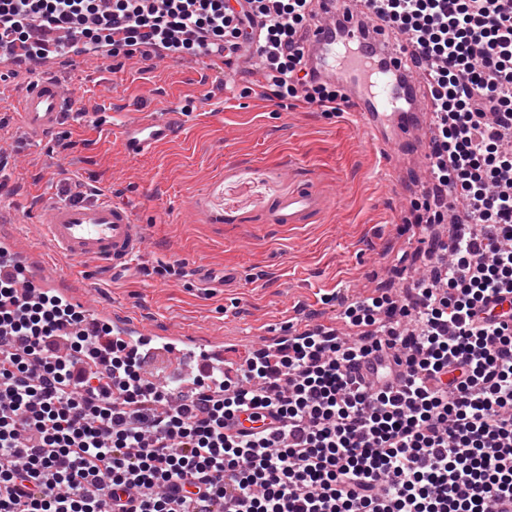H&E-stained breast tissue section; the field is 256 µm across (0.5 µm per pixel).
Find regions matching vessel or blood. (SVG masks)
Instances as JSON below:
<instances>
[{
  "label": "vessel or blood",
  "instance_id": "obj_1",
  "mask_svg": "<svg viewBox=\"0 0 512 512\" xmlns=\"http://www.w3.org/2000/svg\"><path fill=\"white\" fill-rule=\"evenodd\" d=\"M316 13L303 33L307 70L315 81L336 86L362 131L389 154L401 145L427 152L434 129L435 106L422 70L411 58L412 47L386 21L376 18L367 0H314ZM27 131L42 137L54 131L78 106L56 75L37 71L18 101ZM122 150L137 156L168 142L178 123L168 112L114 115L112 123ZM320 197L312 184L298 187L274 209L281 227L293 228L319 212ZM46 239L58 254L80 261L94 260L112 271L127 268L143 254L145 228L123 203L53 201L45 207ZM112 329L127 340L168 346L173 353L197 362L207 373L213 357L239 363L245 349L235 343L215 348L213 340L188 336L168 328L142 326L133 314L113 309Z\"/></svg>",
  "mask_w": 512,
  "mask_h": 512
}]
</instances>
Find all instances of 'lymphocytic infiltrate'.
Returning <instances> with one entry per match:
<instances>
[{
	"mask_svg": "<svg viewBox=\"0 0 512 512\" xmlns=\"http://www.w3.org/2000/svg\"><path fill=\"white\" fill-rule=\"evenodd\" d=\"M313 0H0V36L39 24L141 58L255 52L262 98L333 115L300 36ZM428 66L430 271L404 299L337 293L353 336L315 323L179 401L138 347L0 278V512H512V0H370ZM448 224L447 235L436 228ZM384 362L365 385L363 358ZM276 431L227 433L243 406Z\"/></svg>",
	"mask_w": 512,
	"mask_h": 512,
	"instance_id": "f902f5d3",
	"label": "lymphocytic infiltrate"
}]
</instances>
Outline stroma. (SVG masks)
<instances>
[{
    "label": "stroma",
    "mask_w": 512,
    "mask_h": 512,
    "mask_svg": "<svg viewBox=\"0 0 512 512\" xmlns=\"http://www.w3.org/2000/svg\"><path fill=\"white\" fill-rule=\"evenodd\" d=\"M61 78L76 87L84 114L31 139L16 98L31 73L0 63V210L25 225L16 246L33 251L85 286L83 306H118L145 324L194 336L287 335L300 307L331 317L334 296L397 288L426 257L403 233L412 195L398 193L381 155L350 112L325 116L291 99L261 98L253 55L234 68L199 73V57L160 63L100 49ZM118 96L129 112H172L179 131L141 156L126 155L100 101ZM317 184L325 202L296 234L273 221L278 200ZM81 186L127 204L147 238L143 256L113 273L56 254L41 236L42 203ZM230 281L217 282L218 274Z\"/></svg>",
    "instance_id": "35a3bbf8"
}]
</instances>
